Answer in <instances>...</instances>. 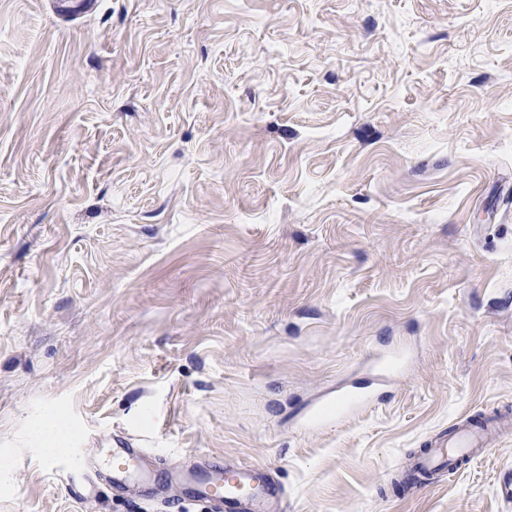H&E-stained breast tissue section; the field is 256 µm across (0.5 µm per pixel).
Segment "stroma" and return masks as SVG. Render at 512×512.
Wrapping results in <instances>:
<instances>
[{"instance_id":"obj_1","label":"stroma","mask_w":512,"mask_h":512,"mask_svg":"<svg viewBox=\"0 0 512 512\" xmlns=\"http://www.w3.org/2000/svg\"><path fill=\"white\" fill-rule=\"evenodd\" d=\"M51 2L0 0V512H162L72 484L113 434L287 512H512V430L399 486L512 419V0ZM430 444L431 447L425 449L417 466L421 469L452 467L457 462L476 456L482 446V433L472 427H461L450 439L447 435H439Z\"/></svg>"}]
</instances>
